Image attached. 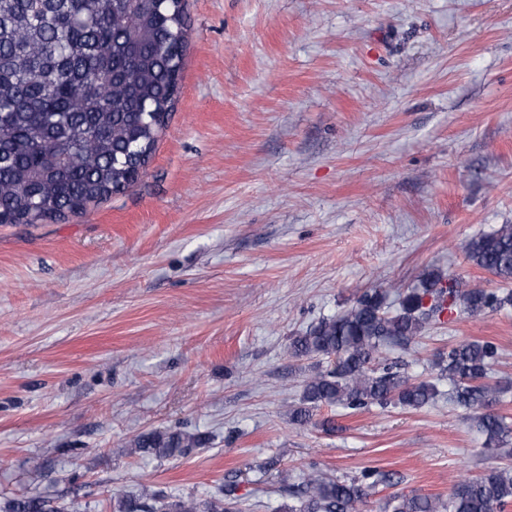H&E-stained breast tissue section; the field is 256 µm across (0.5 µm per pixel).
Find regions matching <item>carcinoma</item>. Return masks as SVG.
Returning <instances> with one entry per match:
<instances>
[{"instance_id":"obj_1","label":"carcinoma","mask_w":512,"mask_h":512,"mask_svg":"<svg viewBox=\"0 0 512 512\" xmlns=\"http://www.w3.org/2000/svg\"><path fill=\"white\" fill-rule=\"evenodd\" d=\"M126 0H0V224L65 221L139 181L180 94L187 47L185 0H140L137 32L119 21ZM465 259L503 281L512 280V224L469 240ZM512 305L500 296L441 271L422 275L397 293L362 291L341 312L291 338L298 359L328 366L307 376L291 419L309 423L323 406L357 411L390 404L421 408L437 395L426 379L401 374L396 361L379 362L386 348L408 349L425 327L462 307L470 316ZM497 348L464 341L440 355L451 397L477 412L486 451L502 461L485 476L454 483L448 499L394 496L389 512H498L512 502V427L494 410L501 389L487 381ZM202 432L149 430L131 453L170 459L200 448ZM365 482L304 475L289 491L297 503L280 512H361L368 489L386 481L370 471ZM112 512H245L227 484L216 494L170 497L112 493ZM4 512H64L44 497L10 499Z\"/></svg>"}]
</instances>
